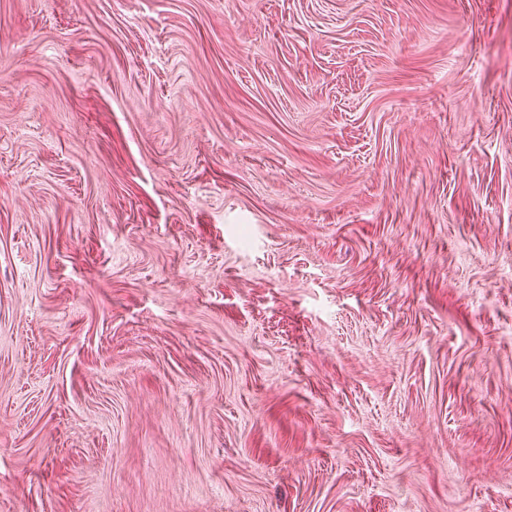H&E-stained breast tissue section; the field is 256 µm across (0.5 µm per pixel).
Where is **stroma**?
I'll return each mask as SVG.
<instances>
[{
	"label": "stroma",
	"instance_id": "35a3bbf8",
	"mask_svg": "<svg viewBox=\"0 0 512 512\" xmlns=\"http://www.w3.org/2000/svg\"><path fill=\"white\" fill-rule=\"evenodd\" d=\"M0 512H512V0H0Z\"/></svg>",
	"mask_w": 512,
	"mask_h": 512
}]
</instances>
